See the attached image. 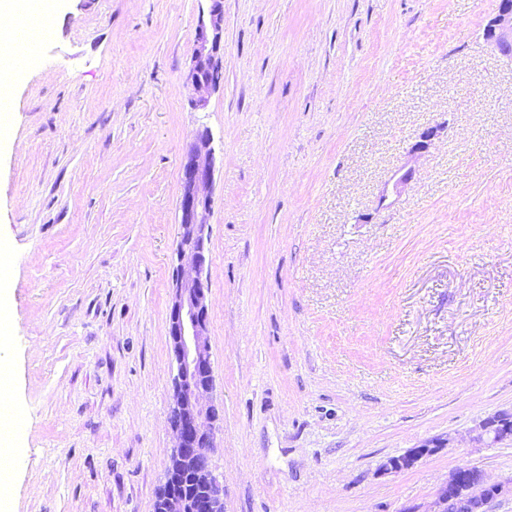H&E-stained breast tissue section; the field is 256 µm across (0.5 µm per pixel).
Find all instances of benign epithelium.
<instances>
[{
	"mask_svg": "<svg viewBox=\"0 0 512 512\" xmlns=\"http://www.w3.org/2000/svg\"><path fill=\"white\" fill-rule=\"evenodd\" d=\"M206 10L195 31L193 67L189 77L197 93L194 106L206 108L209 95L223 80L219 64L224 34V0H205ZM484 41L501 56L512 60V0H498L494 14L483 30ZM442 126L425 129L410 153L429 149ZM208 129L199 131L186 147L182 160V193L178 206V243L172 276L169 308V339L174 375V403L170 425L176 446L159 492V512H224L223 485L209 467L194 473L198 495L188 499L171 491V481L185 471L190 461L214 447L217 408L211 401L214 370L209 345V309L207 303L209 217L212 209L210 187L214 179L215 154ZM412 169L401 167L384 185L378 208L392 205V197L411 181ZM512 436V412H501L481 424L478 439L498 442ZM436 444L424 443L409 453L388 458L383 469L398 473L411 467L432 451ZM473 471L457 468L440 487L433 512H493L492 507L512 487L481 480L482 490L470 487Z\"/></svg>",
	"mask_w": 512,
	"mask_h": 512,
	"instance_id": "1",
	"label": "benign epithelium"
}]
</instances>
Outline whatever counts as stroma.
Returning a JSON list of instances; mask_svg holds the SVG:
<instances>
[{"label": "stroma", "mask_w": 512, "mask_h": 512, "mask_svg": "<svg viewBox=\"0 0 512 512\" xmlns=\"http://www.w3.org/2000/svg\"><path fill=\"white\" fill-rule=\"evenodd\" d=\"M496 5L224 0V80L202 110L200 0L15 19L46 35L0 142L9 512H155L181 162L203 125L225 512H432L462 465L512 484V441L477 439L512 411V61L481 38ZM412 169L405 168V166L399 168L391 179L384 185L381 190L377 202L379 209H385L392 205L393 196H398L404 187L411 181ZM436 447L437 444H434L433 442L424 443L412 449L405 455L388 458L384 462L383 468L389 473L401 472L402 470L411 467L418 459L425 456L432 451V448Z\"/></svg>", "instance_id": "obj_1"}]
</instances>
